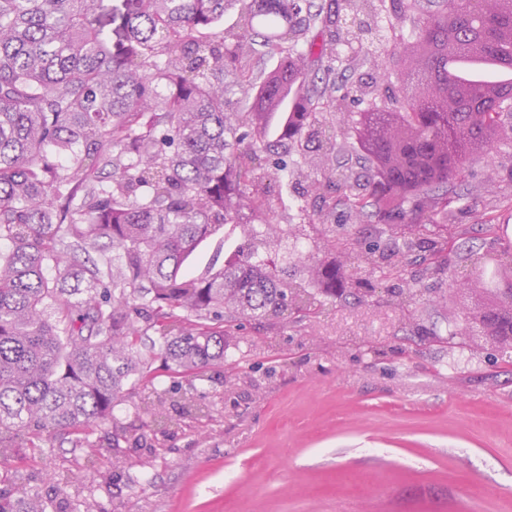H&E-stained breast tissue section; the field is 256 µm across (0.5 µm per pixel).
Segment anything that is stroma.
Masks as SVG:
<instances>
[{
  "label": "stroma",
  "mask_w": 512,
  "mask_h": 512,
  "mask_svg": "<svg viewBox=\"0 0 512 512\" xmlns=\"http://www.w3.org/2000/svg\"><path fill=\"white\" fill-rule=\"evenodd\" d=\"M376 3L389 18L385 47L331 67L337 80H361L379 92L341 100L323 122L336 137V161L368 185L375 174L348 122L390 106L388 78L413 39L410 23L390 18V0ZM501 140L497 153L470 158L464 198L452 211L438 214L423 202L398 232L453 224L486 251L493 219L512 240V133ZM299 158L270 152L258 168L273 190L280 164L296 166L288 205L273 202L266 220L286 225L289 243L303 252L278 249V270L308 281L315 265L332 262L365 277L375 245L366 217L341 207L325 216L316 178L332 162L306 166ZM337 236L349 248L333 247ZM417 289L404 312L382 291L324 300L317 316L275 333L245 325L229 336L244 382L200 386L199 416L170 403L171 421L154 435L152 451L128 452L127 467L116 470L107 457L87 462L59 431L41 448H21L18 483L50 501L45 474L68 475L73 505L91 500L98 512H512V366L489 344L465 358L433 342L431 332L447 333L463 306L447 278ZM368 340L377 353L362 350Z\"/></svg>",
  "instance_id": "35a3bbf8"
}]
</instances>
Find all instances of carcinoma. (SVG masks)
<instances>
[{"instance_id": "1", "label": "carcinoma", "mask_w": 512, "mask_h": 512, "mask_svg": "<svg viewBox=\"0 0 512 512\" xmlns=\"http://www.w3.org/2000/svg\"><path fill=\"white\" fill-rule=\"evenodd\" d=\"M426 15L448 30L453 10L469 0H435ZM349 0H0V483L16 476L11 462L24 440L53 428L77 435L89 460L121 444L152 450L148 432L166 417L169 394L196 406V382L240 379L228 360L227 333L244 322L273 333L296 324L288 301L336 297L341 272L316 270L321 288L276 274L257 244L287 231L254 220L271 210L270 191L256 173L269 150L264 104L284 93L279 77H254L241 60L254 53L252 35L306 45L309 56L336 58V14ZM235 23L224 28V17ZM259 85L258 109L230 112L224 80ZM336 89L322 75L298 108L297 132L315 126L319 103ZM466 163L424 184L399 204L420 210L432 196L448 210ZM324 207L342 204L376 213L370 274L399 278L428 244L396 238L375 188L356 194L344 171L323 176ZM92 250L90 266L68 251ZM169 386L158 379L156 362ZM128 406L140 424L115 410ZM112 429L105 444L90 439ZM68 480H56V512H69ZM0 512H46L32 490L0 492Z\"/></svg>"}]
</instances>
